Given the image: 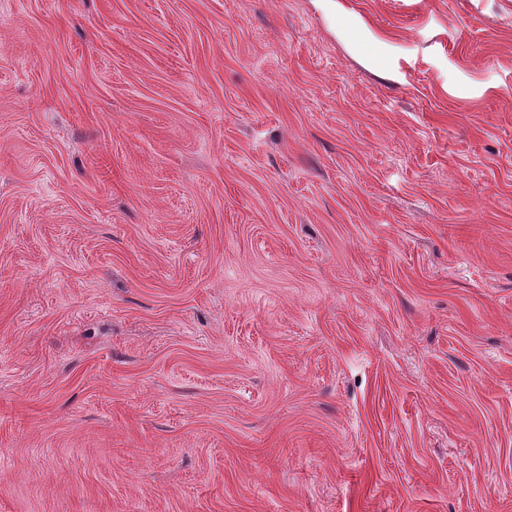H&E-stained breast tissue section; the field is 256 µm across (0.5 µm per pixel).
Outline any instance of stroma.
I'll use <instances>...</instances> for the list:
<instances>
[{
    "instance_id": "35a3bbf8",
    "label": "stroma",
    "mask_w": 512,
    "mask_h": 512,
    "mask_svg": "<svg viewBox=\"0 0 512 512\" xmlns=\"http://www.w3.org/2000/svg\"><path fill=\"white\" fill-rule=\"evenodd\" d=\"M0 0V512H512V0Z\"/></svg>"
}]
</instances>
